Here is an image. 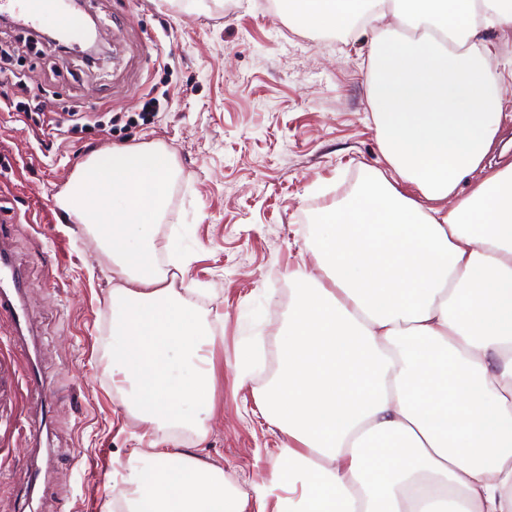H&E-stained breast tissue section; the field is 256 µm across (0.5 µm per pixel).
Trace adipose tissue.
<instances>
[{
    "mask_svg": "<svg viewBox=\"0 0 512 512\" xmlns=\"http://www.w3.org/2000/svg\"><path fill=\"white\" fill-rule=\"evenodd\" d=\"M308 29L394 15L367 95L386 170L325 210L293 274L279 369L258 406L284 436L266 475L221 467L164 433L214 415L215 336L191 289L153 262L172 158L93 154L58 202L112 258L113 387L142 425L125 512H512V165L486 159L500 85L482 52L512 0H292ZM469 191H461L466 177ZM410 193H403V186Z\"/></svg>",
    "mask_w": 512,
    "mask_h": 512,
    "instance_id": "1",
    "label": "adipose tissue"
}]
</instances>
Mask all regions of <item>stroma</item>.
I'll return each mask as SVG.
<instances>
[{
  "mask_svg": "<svg viewBox=\"0 0 512 512\" xmlns=\"http://www.w3.org/2000/svg\"><path fill=\"white\" fill-rule=\"evenodd\" d=\"M99 20L97 63L42 43L36 32L0 28V66L40 93L42 111H0V228L22 269L40 370L51 383L49 454L27 447L31 403L0 416V512H106L114 474L142 431L107 367L112 358V260L100 238L73 224L56 196L92 154L144 142L173 157L156 261L172 287L201 291L216 343L215 414L206 435L171 429L169 440L224 469L245 488L260 480L283 437L257 397L286 314L280 287L310 257L303 248L322 209L350 197L385 168L369 121L372 39L398 30L393 17L367 30L304 31L271 0H85ZM160 109L139 120L145 102ZM86 116L57 134L46 120ZM179 242L191 258L172 263ZM261 337L250 381L235 360ZM45 477L33 503L25 471Z\"/></svg>",
  "mask_w": 512,
  "mask_h": 512,
  "instance_id": "35a3bbf8",
  "label": "stroma"
}]
</instances>
